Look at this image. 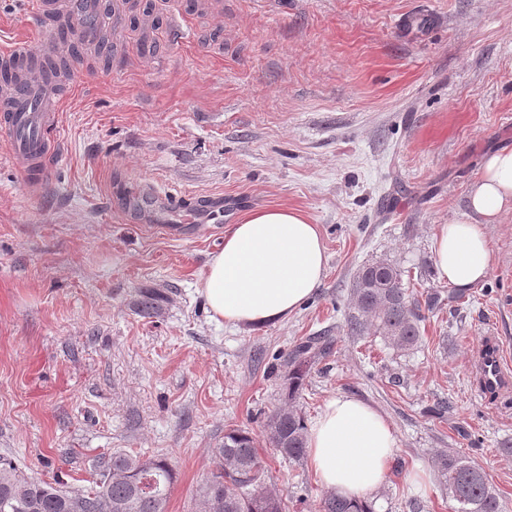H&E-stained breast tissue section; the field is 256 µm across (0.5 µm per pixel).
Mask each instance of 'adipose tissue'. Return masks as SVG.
<instances>
[{
    "label": "adipose tissue",
    "mask_w": 512,
    "mask_h": 512,
    "mask_svg": "<svg viewBox=\"0 0 512 512\" xmlns=\"http://www.w3.org/2000/svg\"><path fill=\"white\" fill-rule=\"evenodd\" d=\"M467 214L436 225L435 270L464 292L488 277L489 225L512 212V147L487 155L468 194ZM326 255L319 228L300 211L267 208L248 213L224 236L201 292L215 318L263 326L288 318L320 287ZM393 424L361 399H327L307 431L308 464L320 484L360 501L387 480L396 457Z\"/></svg>",
    "instance_id": "obj_1"
}]
</instances>
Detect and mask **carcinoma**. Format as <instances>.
Returning a JSON list of instances; mask_svg holds the SVG:
<instances>
[{
    "mask_svg": "<svg viewBox=\"0 0 512 512\" xmlns=\"http://www.w3.org/2000/svg\"><path fill=\"white\" fill-rule=\"evenodd\" d=\"M421 302L403 280V271L385 260L361 267L352 288V312L347 327L352 336H382L394 349L405 352L421 339ZM328 341L317 337L293 347L286 360L284 405L267 424L266 440L290 461L306 452V423L296 402L310 372L311 358L325 354ZM443 488L452 512H503L501 498L484 470L468 457L442 453L437 458ZM104 474L88 491L63 490L18 470L0 458V512H98L105 499L115 512H166L176 479L165 457L141 458L123 451L112 454ZM205 512H288L283 494L274 487L260 453V442L242 428L224 431L215 451V467L203 487ZM321 512H374L368 501H349L330 494Z\"/></svg>",
    "mask_w": 512,
    "mask_h": 512,
    "instance_id": "cac0c4a2",
    "label": "carcinoma"
}]
</instances>
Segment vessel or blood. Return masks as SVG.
Masks as SVG:
<instances>
[{
	"label": "vessel or blood",
	"mask_w": 512,
	"mask_h": 512,
	"mask_svg": "<svg viewBox=\"0 0 512 512\" xmlns=\"http://www.w3.org/2000/svg\"><path fill=\"white\" fill-rule=\"evenodd\" d=\"M100 0H35L34 18L45 38L39 48L18 42L0 53V139L10 145V158L30 187L43 184L48 166L58 151L50 132L59 124V112L69 92L62 74L52 66L61 62L68 44L57 28L96 15L94 27L81 29L85 43H101L104 35L118 31L120 12L103 13ZM507 346L490 337L476 355L474 373L479 389L495 394L512 388V363Z\"/></svg>",
	"instance_id": "1"
}]
</instances>
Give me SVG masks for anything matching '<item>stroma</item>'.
I'll use <instances>...</instances> for the list:
<instances>
[{"mask_svg": "<svg viewBox=\"0 0 512 512\" xmlns=\"http://www.w3.org/2000/svg\"><path fill=\"white\" fill-rule=\"evenodd\" d=\"M32 6L0 0V48L37 46ZM123 9L110 58L72 64L84 82L40 190L0 144V457L73 491L112 452L162 455L176 469L166 512H203L225 429L264 437L283 403L276 358L326 336L297 406L310 421L349 395L393 424L375 512H451L436 466L448 450L512 512V391L484 397L472 373L488 329L512 342V213L488 229L479 288L454 294L432 250L435 225L464 216L483 157L512 146V0ZM268 207L318 225L326 275L288 319L236 327L213 317L200 282L232 224ZM378 260L436 299L412 350L347 331L355 275ZM261 456L288 512H319L307 460ZM417 466L430 472L420 490L406 480Z\"/></svg>", "mask_w": 512, "mask_h": 512, "instance_id": "1", "label": "stroma"}]
</instances>
